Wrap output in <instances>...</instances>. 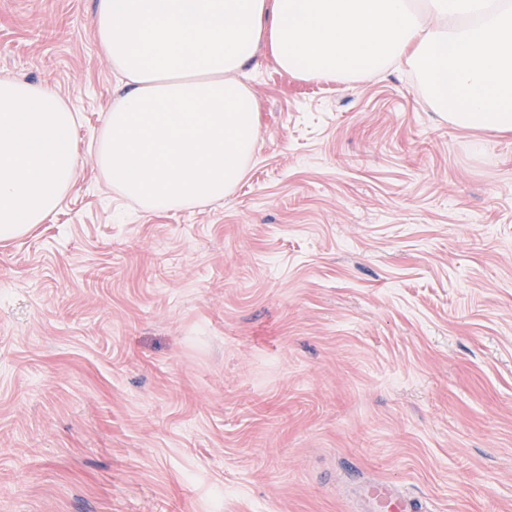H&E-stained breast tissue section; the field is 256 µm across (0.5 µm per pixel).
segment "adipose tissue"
<instances>
[{
  "instance_id": "obj_1",
  "label": "adipose tissue",
  "mask_w": 512,
  "mask_h": 512,
  "mask_svg": "<svg viewBox=\"0 0 512 512\" xmlns=\"http://www.w3.org/2000/svg\"><path fill=\"white\" fill-rule=\"evenodd\" d=\"M99 49L123 83L97 165L148 212L223 199L244 178L257 56L342 81L406 59L460 127L512 135V0H97ZM76 117L53 90L0 79V242L34 233L72 188Z\"/></svg>"
}]
</instances>
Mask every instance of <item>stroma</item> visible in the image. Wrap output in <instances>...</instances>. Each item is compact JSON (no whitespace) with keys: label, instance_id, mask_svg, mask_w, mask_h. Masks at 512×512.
I'll list each match as a JSON object with an SVG mask.
<instances>
[{"label":"stroma","instance_id":"obj_1","mask_svg":"<svg viewBox=\"0 0 512 512\" xmlns=\"http://www.w3.org/2000/svg\"><path fill=\"white\" fill-rule=\"evenodd\" d=\"M96 0H0V77L75 108L79 170L0 243V512H352L376 479L512 512V137L396 64L263 60L243 181L154 214L93 149Z\"/></svg>","mask_w":512,"mask_h":512}]
</instances>
